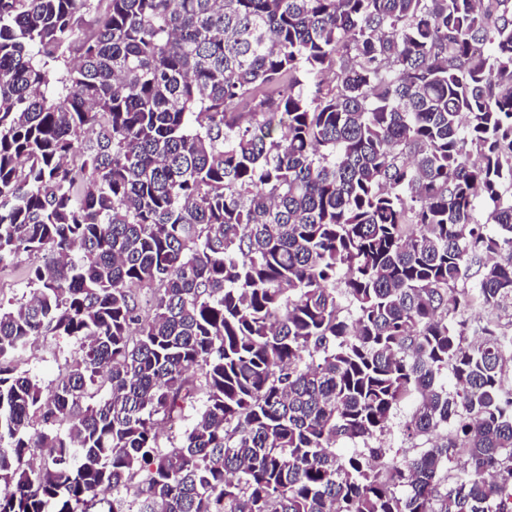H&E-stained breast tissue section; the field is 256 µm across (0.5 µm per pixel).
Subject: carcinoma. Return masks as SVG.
<instances>
[{"label":"carcinoma","mask_w":512,"mask_h":512,"mask_svg":"<svg viewBox=\"0 0 512 512\" xmlns=\"http://www.w3.org/2000/svg\"><path fill=\"white\" fill-rule=\"evenodd\" d=\"M97 2L0 0V512H512V0ZM29 263L26 256H21L17 265L0 270V299L3 302L19 298L28 291L25 288V270ZM72 348L73 343L65 339L48 340L44 344L39 342L23 354L24 366L47 386L56 378ZM413 406V401L408 402L403 407H401L395 417L392 420L391 430L390 432L385 436V446L386 448H394V451L397 448H400V455L399 458L401 459L404 456H412L418 448H408L410 444L405 443L401 434V424L402 421L406 418V416L409 415L411 409Z\"/></svg>","instance_id":"1"}]
</instances>
